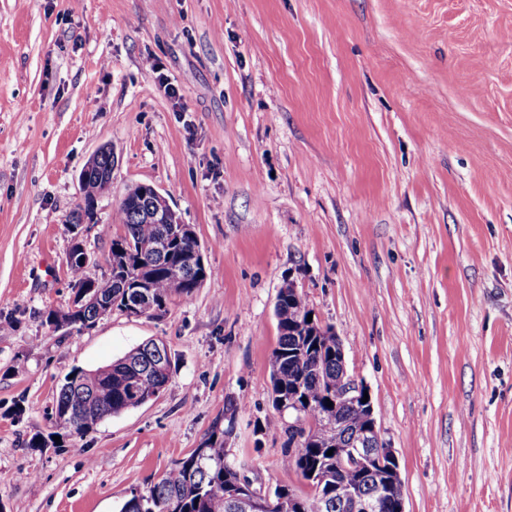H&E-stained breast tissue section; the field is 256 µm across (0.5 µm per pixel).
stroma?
Wrapping results in <instances>:
<instances>
[{
    "mask_svg": "<svg viewBox=\"0 0 512 512\" xmlns=\"http://www.w3.org/2000/svg\"><path fill=\"white\" fill-rule=\"evenodd\" d=\"M106 145L87 275L137 184L211 274L162 316L55 332ZM290 279L370 392L406 512H512V0H0V512H119L232 403L236 460L305 491L270 397ZM151 339L157 397L28 447L74 368ZM89 174V168H86L85 178ZM99 178L103 182H106L107 175L103 172H99ZM99 178L96 176L95 173H90L89 176L86 178V180L82 183L83 187V193H84V204L86 207V214L90 219H92V216H95L96 219L94 223H97V201L98 198L104 193L102 184L99 181ZM80 220L78 221L80 224L72 225L69 224L70 227L69 231L71 229V233L74 234V244L75 248L82 250V244L78 241L81 237V226L82 224H89V218L85 215L84 210H80Z\"/></svg>",
    "mask_w": 512,
    "mask_h": 512,
    "instance_id": "obj_1",
    "label": "stroma"
}]
</instances>
